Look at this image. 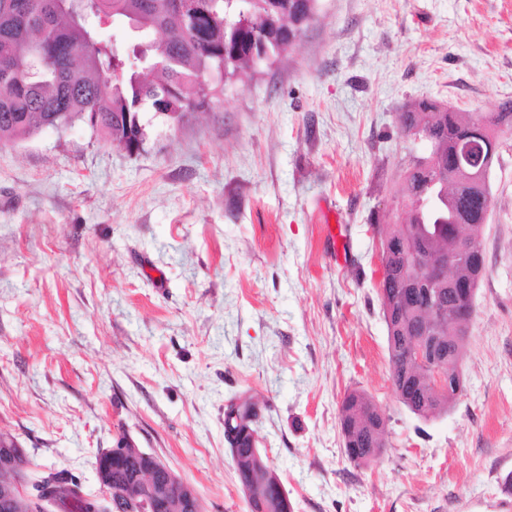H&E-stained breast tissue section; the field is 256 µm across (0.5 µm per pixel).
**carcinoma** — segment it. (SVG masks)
Here are the masks:
<instances>
[{"instance_id": "carcinoma-1", "label": "carcinoma", "mask_w": 512, "mask_h": 512, "mask_svg": "<svg viewBox=\"0 0 512 512\" xmlns=\"http://www.w3.org/2000/svg\"><path fill=\"white\" fill-rule=\"evenodd\" d=\"M318 0H92L85 19L73 18V0H0V141H18L60 123L82 121L113 144L129 149L139 133L137 116L149 107L181 121L208 105L213 88L203 90L199 74L210 71L219 80H239L253 70L254 50L266 42L270 54L296 44L317 12ZM137 17L141 31L128 51L99 38L103 25H126ZM288 31L292 38L279 37ZM400 131L428 145L430 165L407 175V199L392 224L375 228L380 239L399 249L382 253L383 280L379 299L387 327L390 378L398 401L425 417L448 410L457 399L454 387L435 389L430 368L407 361L412 341L429 335L444 358L447 379L455 382L467 336L452 319L472 315L467 289L486 272L484 251L452 267L455 285L438 294L446 318L433 323L421 301L404 299L406 281L415 267L435 254L451 255L461 240L474 239L488 219L492 168L460 176L455 170L466 147L464 136L497 155L499 123L512 127V102L494 122L465 117L430 99H421L398 113ZM260 407L241 395L224 407V438L229 445L241 492L252 483V440ZM377 405L352 390L340 403L339 426L347 460L368 465L386 446ZM38 496L60 512H83L73 477L50 473L36 479Z\"/></svg>"}]
</instances>
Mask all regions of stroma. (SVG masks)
I'll list each match as a JSON object with an SVG mask.
<instances>
[{
  "instance_id": "1",
  "label": "stroma",
  "mask_w": 512,
  "mask_h": 512,
  "mask_svg": "<svg viewBox=\"0 0 512 512\" xmlns=\"http://www.w3.org/2000/svg\"><path fill=\"white\" fill-rule=\"evenodd\" d=\"M424 98L483 116L512 102V0H319L294 47L184 122L143 112L138 153L79 121L0 142V432L91 495L124 434L204 512H250L224 440L246 393L294 512H512V138L463 394L424 419L390 379L372 227L394 222L419 151L397 114ZM351 389L386 419L367 468L343 452Z\"/></svg>"
}]
</instances>
